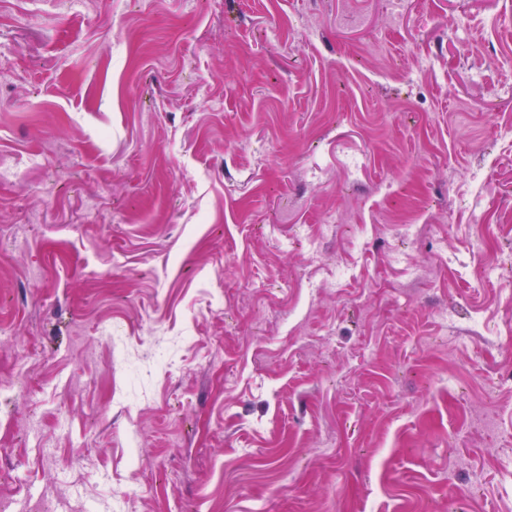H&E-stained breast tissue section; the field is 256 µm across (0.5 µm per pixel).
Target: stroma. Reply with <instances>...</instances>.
Segmentation results:
<instances>
[{"label": "stroma", "instance_id": "35a3bbf8", "mask_svg": "<svg viewBox=\"0 0 512 512\" xmlns=\"http://www.w3.org/2000/svg\"><path fill=\"white\" fill-rule=\"evenodd\" d=\"M0 153V500L512 512V0H0Z\"/></svg>", "mask_w": 512, "mask_h": 512}]
</instances>
